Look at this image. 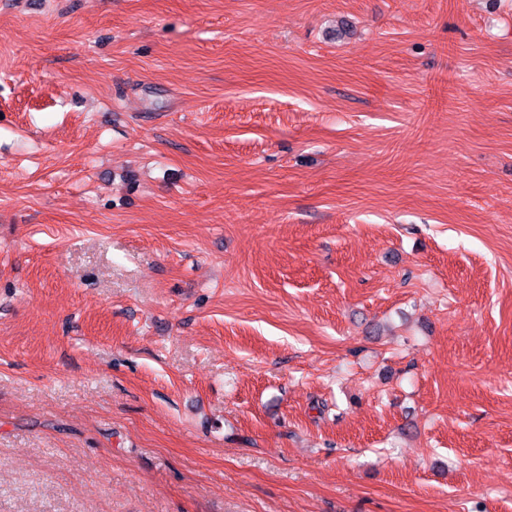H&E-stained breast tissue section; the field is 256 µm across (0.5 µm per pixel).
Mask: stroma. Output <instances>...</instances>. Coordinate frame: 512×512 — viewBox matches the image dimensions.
<instances>
[{
  "label": "stroma",
  "instance_id": "obj_1",
  "mask_svg": "<svg viewBox=\"0 0 512 512\" xmlns=\"http://www.w3.org/2000/svg\"><path fill=\"white\" fill-rule=\"evenodd\" d=\"M0 512H512V0H0Z\"/></svg>",
  "mask_w": 512,
  "mask_h": 512
}]
</instances>
